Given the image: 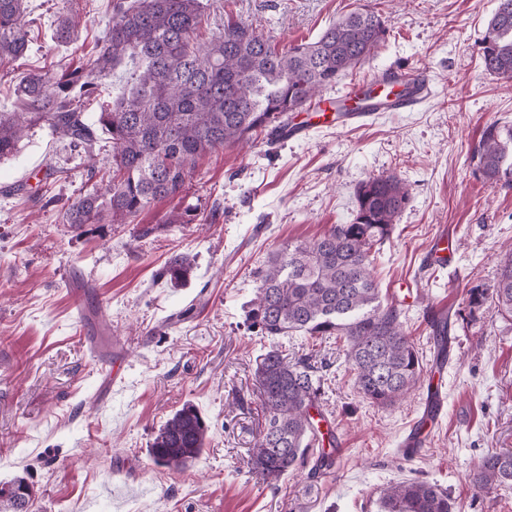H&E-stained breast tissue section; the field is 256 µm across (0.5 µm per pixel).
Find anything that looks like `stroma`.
Instances as JSON below:
<instances>
[{"label": "stroma", "instance_id": "1", "mask_svg": "<svg viewBox=\"0 0 512 512\" xmlns=\"http://www.w3.org/2000/svg\"><path fill=\"white\" fill-rule=\"evenodd\" d=\"M108 2L80 0L79 32L60 44L53 32L68 0H28L30 50L0 74V110L14 108L26 73L86 66ZM495 6L210 0L203 42L237 20L284 47L314 41L355 9L378 11L388 21L385 45L327 96L391 66L429 71L433 92L412 112L207 154L182 198L156 202L132 224L65 223L64 204L91 185L82 155L48 131L31 133L0 162V482L27 479L29 512H377L380 488L416 478L448 489L462 512H512V486L486 496L469 483L482 456L512 448V321L491 304L473 311L467 302L470 289L493 288L512 258V187L478 178L468 157L487 124H512V80L487 74L479 59ZM389 175L407 185L409 201L390 238L373 248V273L382 301L401 308L426 370L436 365L432 311L448 313L442 420L424 448L403 456L424 388L392 406L371 404L341 342L288 337L289 357L313 354L321 369L320 408L340 452L328 476L300 469L263 482L248 472L264 426L254 371L271 346L245 323L258 272L279 248L350 223L361 183ZM188 206L197 221L163 225L166 213ZM210 214L215 223H204ZM443 225L458 241L445 269L428 262ZM176 253L193 269L174 287L160 271ZM187 403L208 425L206 446L181 470L157 466L153 439Z\"/></svg>", "mask_w": 512, "mask_h": 512}]
</instances>
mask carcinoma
<instances>
[{
  "label": "carcinoma",
  "instance_id": "obj_1",
  "mask_svg": "<svg viewBox=\"0 0 512 512\" xmlns=\"http://www.w3.org/2000/svg\"><path fill=\"white\" fill-rule=\"evenodd\" d=\"M205 0H110L109 21L92 63L68 73L34 72L18 88L20 109L0 111V161L16 156L34 129H45L73 148L91 153L105 136L112 143V177L67 202L65 222L133 224L155 201L185 191L197 160L220 149L273 139L320 92L373 58L386 40L377 11L353 12L313 42L279 49L245 21L230 22L207 43L197 39ZM27 0H0V65L24 58L29 42ZM79 15L57 19L54 36L73 40ZM484 71L512 80V0H497L480 41ZM139 70L132 85L95 118L85 112L125 60ZM470 161L482 179L512 185V125H487ZM409 199L394 176L373 177L356 192L355 216L323 235L273 252L259 272L260 286L248 311L249 327L271 341L288 336L341 337L355 385L380 406L402 400L423 381L419 352L403 330L401 310L379 299L371 251L389 238ZM190 261L173 255L165 269L182 279ZM491 301L512 317V259L500 265L491 293L473 288L468 305ZM437 357L448 348V317L431 324ZM313 356L288 360L277 345L255 369L265 414L263 431L249 454V472L266 482L312 463L317 478L335 466L331 449L310 455L326 421L319 400L323 379ZM207 424L192 404L159 429L150 449L158 466L178 469L206 444ZM472 483L482 492L512 485V450L483 456ZM32 490L22 477L0 485V512H29ZM380 512H461L436 483L408 479L379 491Z\"/></svg>",
  "mask_w": 512,
  "mask_h": 512
}]
</instances>
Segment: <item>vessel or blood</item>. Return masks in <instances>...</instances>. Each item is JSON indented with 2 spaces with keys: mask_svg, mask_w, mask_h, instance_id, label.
<instances>
[{
  "mask_svg": "<svg viewBox=\"0 0 512 512\" xmlns=\"http://www.w3.org/2000/svg\"><path fill=\"white\" fill-rule=\"evenodd\" d=\"M432 78L428 72H413L390 67L376 74L369 82L350 85L344 107L326 102L320 105V117L327 125H352L371 117L375 112H411L429 96ZM443 411L442 398L426 406L406 435L408 447H415L425 427L438 423Z\"/></svg>",
  "mask_w": 512,
  "mask_h": 512,
  "instance_id": "b4317fda",
  "label": "vessel or blood"
}]
</instances>
